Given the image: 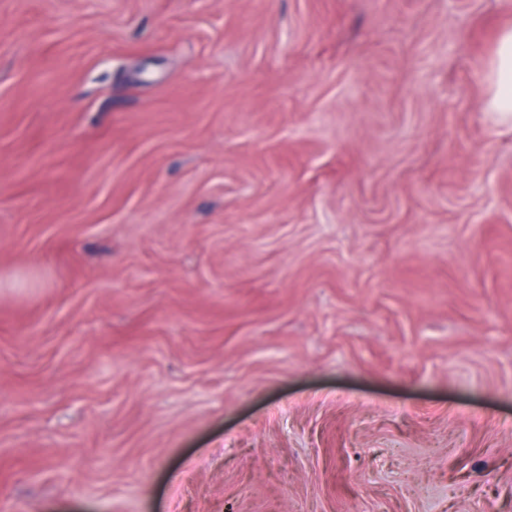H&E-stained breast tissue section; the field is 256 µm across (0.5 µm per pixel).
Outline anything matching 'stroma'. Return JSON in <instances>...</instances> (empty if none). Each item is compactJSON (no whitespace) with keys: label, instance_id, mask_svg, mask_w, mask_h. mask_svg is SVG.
<instances>
[{"label":"stroma","instance_id":"stroma-1","mask_svg":"<svg viewBox=\"0 0 512 512\" xmlns=\"http://www.w3.org/2000/svg\"><path fill=\"white\" fill-rule=\"evenodd\" d=\"M512 0H0V512H512ZM488 88L487 112H512V26L502 29L496 38L494 54L484 77Z\"/></svg>","mask_w":512,"mask_h":512}]
</instances>
